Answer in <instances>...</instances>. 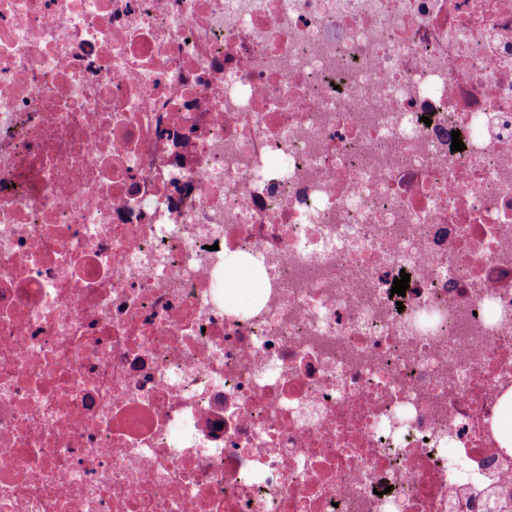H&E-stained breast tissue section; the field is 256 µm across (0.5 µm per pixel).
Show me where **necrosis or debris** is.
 Here are the masks:
<instances>
[{
    "instance_id": "1",
    "label": "necrosis or debris",
    "mask_w": 512,
    "mask_h": 512,
    "mask_svg": "<svg viewBox=\"0 0 512 512\" xmlns=\"http://www.w3.org/2000/svg\"><path fill=\"white\" fill-rule=\"evenodd\" d=\"M511 391L512 0H0V512H494ZM225 288L230 294L245 300L256 296L259 291V281L249 272L243 273L236 269L225 277Z\"/></svg>"
}]
</instances>
